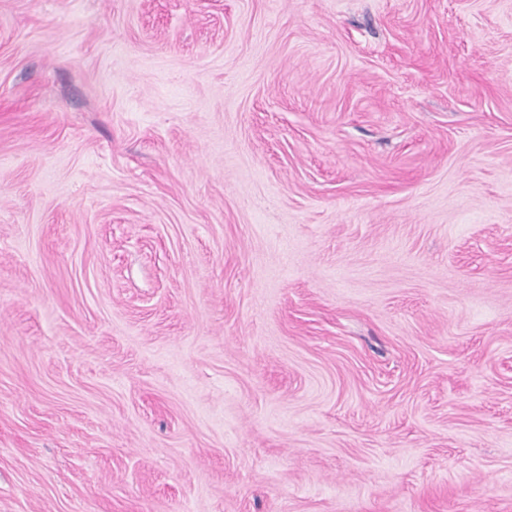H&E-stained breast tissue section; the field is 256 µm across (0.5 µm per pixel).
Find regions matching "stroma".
<instances>
[{
  "label": "stroma",
  "mask_w": 512,
  "mask_h": 512,
  "mask_svg": "<svg viewBox=\"0 0 512 512\" xmlns=\"http://www.w3.org/2000/svg\"><path fill=\"white\" fill-rule=\"evenodd\" d=\"M0 512H512V0H0Z\"/></svg>",
  "instance_id": "1"
}]
</instances>
